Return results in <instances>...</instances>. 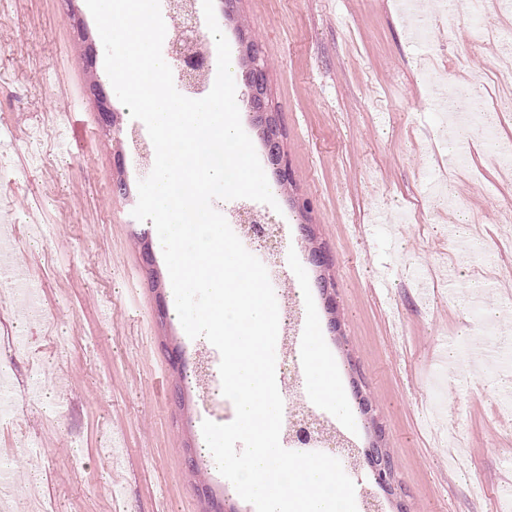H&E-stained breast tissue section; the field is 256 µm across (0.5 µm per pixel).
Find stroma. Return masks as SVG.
Instances as JSON below:
<instances>
[{"label": "stroma", "instance_id": "stroma-1", "mask_svg": "<svg viewBox=\"0 0 512 512\" xmlns=\"http://www.w3.org/2000/svg\"><path fill=\"white\" fill-rule=\"evenodd\" d=\"M403 2L238 0L230 18L219 0L196 8L233 54L242 28L262 48L293 172L276 196L287 276L274 293L295 296L300 336L319 331L349 403L340 426L359 448L377 439L392 455V493L371 490L379 512H512L497 496L512 479L500 397L512 363L490 378L448 364L462 338L476 355L512 343V297L496 290L512 274V235L500 224L512 173L470 129L463 161L449 160L420 80L431 66L442 82L480 88L464 109L512 138V55L498 48L512 37V12L487 0L496 31L479 41L466 7L447 13L419 0L433 21L420 41ZM98 36L86 0H0V189L12 202L0 233L16 238L11 263L38 306L30 313L0 287V321L12 333L0 340V381L14 389L12 411L0 413V458L18 462L11 512H29L34 497L50 512H113L118 498L125 512H210L202 483L234 512H256L230 494L201 445L203 421L235 417L220 380L197 385L201 353L214 371L220 353L186 335L157 231L132 215L145 176L132 139L148 132L117 100L115 125L103 126L89 86L108 76L88 66L84 43ZM119 178L127 196L112 193ZM440 183L481 229L471 249L448 232ZM305 224L312 239L301 236ZM313 246L333 257L331 315L308 261ZM444 266L453 283L433 281ZM475 279L486 289L464 302ZM427 280L435 292L420 295ZM491 303L500 316L489 337L482 309Z\"/></svg>", "mask_w": 512, "mask_h": 512}]
</instances>
